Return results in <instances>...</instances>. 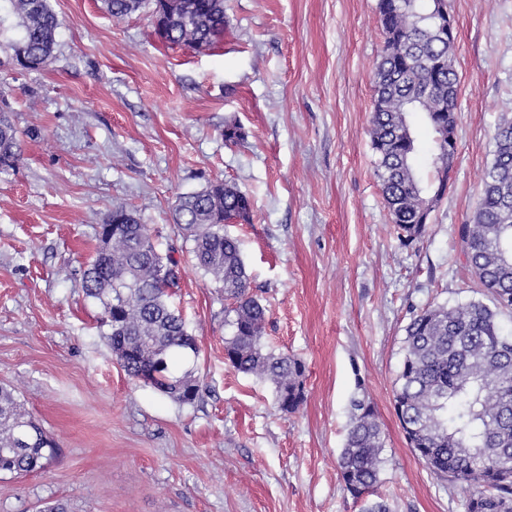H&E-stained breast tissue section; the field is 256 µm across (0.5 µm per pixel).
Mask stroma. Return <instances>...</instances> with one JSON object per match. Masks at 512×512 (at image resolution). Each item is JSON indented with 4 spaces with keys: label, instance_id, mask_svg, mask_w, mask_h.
<instances>
[{
    "label": "stroma",
    "instance_id": "obj_1",
    "mask_svg": "<svg viewBox=\"0 0 512 512\" xmlns=\"http://www.w3.org/2000/svg\"><path fill=\"white\" fill-rule=\"evenodd\" d=\"M51 63L0 52V107L23 159L0 173V383L61 446L46 469L0 476V512H465L463 486L408 446L392 395L404 329L432 303L484 294L461 252L493 135L512 117V0H448L460 76L457 154L425 235L398 238L371 148L378 0H224L209 49L171 47L149 12L50 0ZM245 141H224L226 124ZM252 200L240 241L269 308L264 342L302 360L306 400L276 411L273 386L225 358L224 291L172 221L177 197L215 182ZM135 210L179 262L174 301L196 337L193 404L130 380L79 283L113 207ZM369 398L385 435L374 494L337 467L351 404Z\"/></svg>",
    "mask_w": 512,
    "mask_h": 512
}]
</instances>
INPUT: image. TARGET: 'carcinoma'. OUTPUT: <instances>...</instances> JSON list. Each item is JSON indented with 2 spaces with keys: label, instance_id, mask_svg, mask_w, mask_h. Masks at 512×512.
Returning <instances> with one entry per match:
<instances>
[{
  "label": "carcinoma",
  "instance_id": "cac0c4a2",
  "mask_svg": "<svg viewBox=\"0 0 512 512\" xmlns=\"http://www.w3.org/2000/svg\"><path fill=\"white\" fill-rule=\"evenodd\" d=\"M104 5L118 20L153 9L157 32L171 46L201 49L224 34V0H172L168 10L162 0ZM442 5L448 0H378L384 47L374 79L371 145L385 204L406 246L426 231L420 217L428 198L441 199L448 186V113L456 112L459 78ZM0 38L22 68L46 66L59 38L50 0H0ZM414 113L423 114L432 131L427 154L411 128ZM494 141L472 223L458 229L466 264L492 305L470 300L416 313L405 328L393 391L396 416L418 460L435 476L470 489L465 512H512V335L497 320L512 311V119L500 121ZM424 154L434 169L427 182L418 172ZM21 157L19 132L1 112L0 170L14 168ZM173 212L196 266L230 300L224 307L231 329L226 360L238 372L271 382L277 408L296 412L305 401V365L265 349L268 308L250 289L239 240L224 232L226 220L250 219V197L234 184L216 182L179 197ZM106 231L108 249L88 263L80 288L101 306L108 346L129 378L179 404L194 403V369L177 376L173 368L174 361L199 355L196 338L170 304L179 287L178 261L162 254L137 213L122 205L97 235ZM383 450L374 404L355 400L339 457L341 479L353 497L379 483ZM59 455L13 388L0 384V474L43 470Z\"/></svg>",
  "mask_w": 512,
  "mask_h": 512
}]
</instances>
